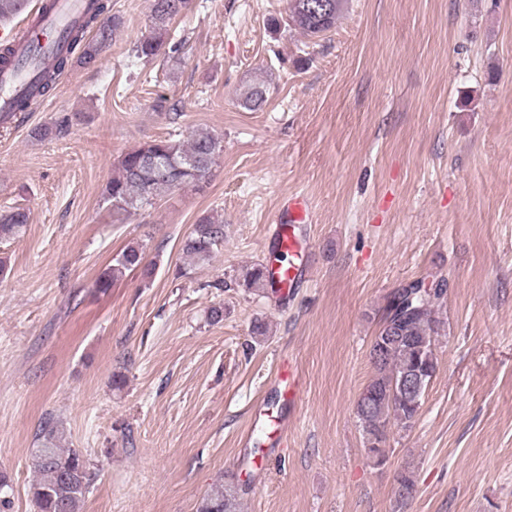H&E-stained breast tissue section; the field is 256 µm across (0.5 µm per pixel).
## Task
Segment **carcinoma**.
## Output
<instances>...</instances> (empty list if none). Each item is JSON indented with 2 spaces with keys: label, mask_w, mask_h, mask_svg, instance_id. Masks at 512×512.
I'll return each instance as SVG.
<instances>
[{
  "label": "carcinoma",
  "mask_w": 512,
  "mask_h": 512,
  "mask_svg": "<svg viewBox=\"0 0 512 512\" xmlns=\"http://www.w3.org/2000/svg\"><path fill=\"white\" fill-rule=\"evenodd\" d=\"M345 0H288V22L310 39L318 38L336 24ZM28 0H0V24L21 14ZM191 0H152L150 31L132 49L135 58L153 61L160 56L175 58L186 45L182 36L175 37L173 22L184 15ZM106 0H93L82 19L69 25L62 41L65 49L54 54L49 66L35 52L24 62L32 74V88L37 97L49 94L59 76L68 67L72 56L83 66L96 64L103 50L112 42V34L121 19L108 13ZM268 88L263 82L247 85L240 93V104L250 111L262 108ZM222 151L221 140L208 132H198L187 139H160L126 152L104 190V200L112 205L113 214L120 217L133 210L151 206L168 192L194 186L210 173ZM30 215L23 208L0 212V239H11L29 224ZM224 244V221L207 215L192 225L182 243L186 256L208 261ZM143 264L142 247L126 246L95 279L93 288L100 294L112 286L127 271ZM426 279H418L396 289L387 305L386 314L371 346L369 359L374 375L363 388L356 404V414L362 428L365 447L379 453L386 442L388 426L396 421L402 426L413 422L422 406L423 397L414 398L398 393L403 376L422 374L430 383L436 374L435 337L444 331L446 322L437 307L444 300V278H435L430 287ZM247 290L273 285L264 264L245 266L235 279ZM63 430L51 420L44 422L38 447L31 449L36 473L32 502L34 512H78L80 502L93 483L90 460L75 448H63ZM416 493L411 475L403 471L397 477L395 499L405 506ZM200 512H239L238 489L232 485H217L201 504Z\"/></svg>",
  "instance_id": "cac0c4a2"
}]
</instances>
